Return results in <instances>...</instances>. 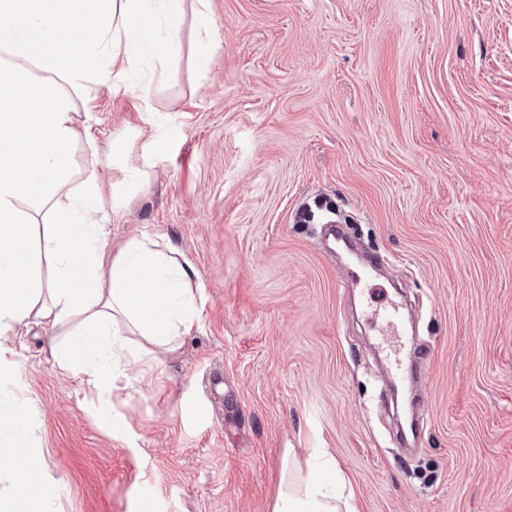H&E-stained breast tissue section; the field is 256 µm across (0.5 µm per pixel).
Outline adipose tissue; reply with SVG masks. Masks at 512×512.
Returning a JSON list of instances; mask_svg holds the SVG:
<instances>
[{
	"label": "adipose tissue",
	"instance_id": "ef3b65f1",
	"mask_svg": "<svg viewBox=\"0 0 512 512\" xmlns=\"http://www.w3.org/2000/svg\"><path fill=\"white\" fill-rule=\"evenodd\" d=\"M182 0H0V356L20 326L65 328L51 355L61 369L80 370L103 387L127 333L173 347L189 332L195 309L193 268L132 239L110 251V224L126 191L153 166L155 143L129 163L132 141L113 138L112 190L96 172L71 184L77 136L75 99L89 84L111 82L148 98L141 76L149 55L175 59ZM111 209H104V197ZM47 213L44 256L58 277L43 285L35 270L37 217ZM31 408L0 400V512H44L53 483H30L24 467L38 464L29 448ZM273 512H357L342 473L325 476L289 456Z\"/></svg>",
	"mask_w": 512,
	"mask_h": 512
}]
</instances>
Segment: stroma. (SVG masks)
<instances>
[{
	"label": "stroma",
	"instance_id": "1",
	"mask_svg": "<svg viewBox=\"0 0 512 512\" xmlns=\"http://www.w3.org/2000/svg\"><path fill=\"white\" fill-rule=\"evenodd\" d=\"M207 8V65L184 0L149 101H75V178L111 181L113 137L159 144L111 245L171 243L196 311L175 352L129 336L102 392L58 368L59 330H21L0 399L34 408L47 512H272L290 448L327 451L358 512H512V0ZM332 222L386 258L373 285L344 290ZM396 298L417 387L380 347Z\"/></svg>",
	"mask_w": 512,
	"mask_h": 512
}]
</instances>
